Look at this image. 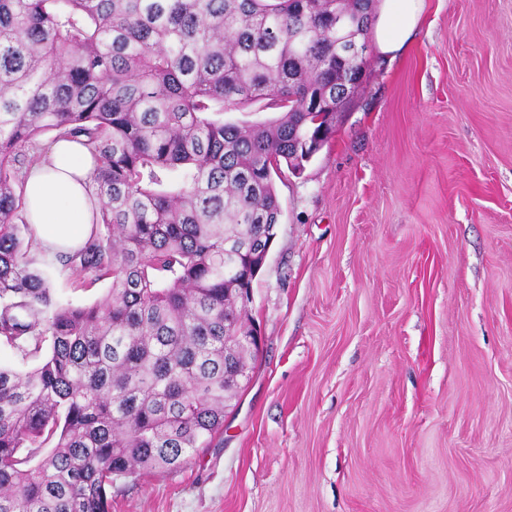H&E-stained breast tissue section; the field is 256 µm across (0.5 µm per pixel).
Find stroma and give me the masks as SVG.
Returning a JSON list of instances; mask_svg holds the SVG:
<instances>
[{
	"mask_svg": "<svg viewBox=\"0 0 512 512\" xmlns=\"http://www.w3.org/2000/svg\"><path fill=\"white\" fill-rule=\"evenodd\" d=\"M275 183L251 379L112 512H512V0H427Z\"/></svg>",
	"mask_w": 512,
	"mask_h": 512,
	"instance_id": "stroma-1",
	"label": "stroma"
}]
</instances>
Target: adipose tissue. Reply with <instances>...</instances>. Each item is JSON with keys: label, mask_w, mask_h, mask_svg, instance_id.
I'll return each mask as SVG.
<instances>
[{"label": "adipose tissue", "mask_w": 512, "mask_h": 512, "mask_svg": "<svg viewBox=\"0 0 512 512\" xmlns=\"http://www.w3.org/2000/svg\"><path fill=\"white\" fill-rule=\"evenodd\" d=\"M426 9L425 0H381L374 23L379 51L402 53L413 41ZM93 170L90 154L78 143L61 140L27 172L25 201L41 246L51 252H71L89 237L96 200L85 184Z\"/></svg>", "instance_id": "1"}]
</instances>
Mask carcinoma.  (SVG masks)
<instances>
[{
	"label": "carcinoma",
	"mask_w": 512,
	"mask_h": 512,
	"mask_svg": "<svg viewBox=\"0 0 512 512\" xmlns=\"http://www.w3.org/2000/svg\"><path fill=\"white\" fill-rule=\"evenodd\" d=\"M372 2L0 0V342L47 350L0 365V512H112L116 480L210 446L256 361L235 297L279 223L274 175L334 132ZM259 101L279 115L217 118ZM58 140L93 157L100 205L50 256L24 187ZM54 275L110 287L76 306Z\"/></svg>",
	"instance_id": "carcinoma-1"
}]
</instances>
